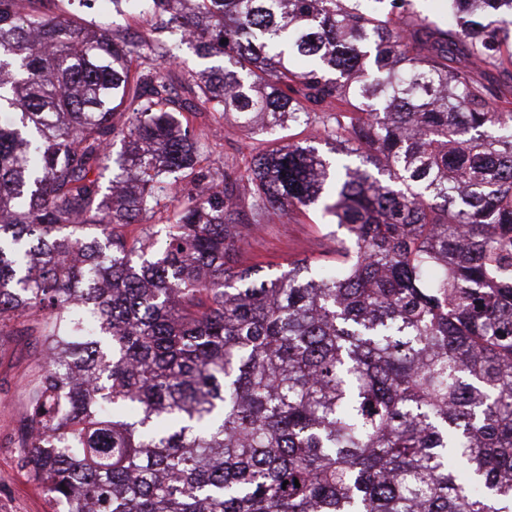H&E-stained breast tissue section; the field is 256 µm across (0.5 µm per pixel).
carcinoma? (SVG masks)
Masks as SVG:
<instances>
[{
  "label": "carcinoma",
  "mask_w": 512,
  "mask_h": 512,
  "mask_svg": "<svg viewBox=\"0 0 512 512\" xmlns=\"http://www.w3.org/2000/svg\"><path fill=\"white\" fill-rule=\"evenodd\" d=\"M53 2L0 0V336L41 337L15 443L53 512H512V93L474 75L512 0H112L224 59L196 77ZM180 85L315 136L209 180ZM241 186L341 260L244 265Z\"/></svg>",
  "instance_id": "1"
}]
</instances>
